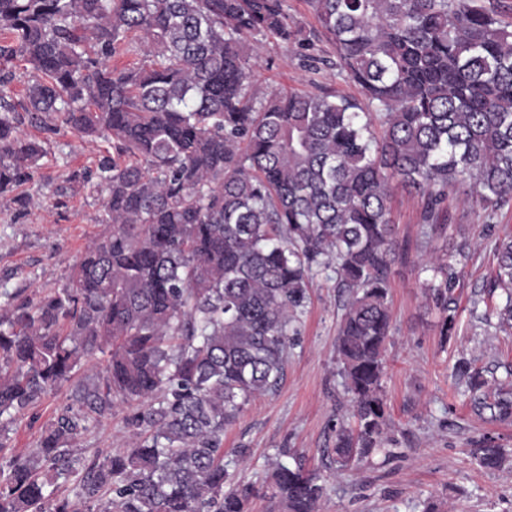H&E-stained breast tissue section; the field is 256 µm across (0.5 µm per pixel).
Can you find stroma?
<instances>
[{
    "mask_svg": "<svg viewBox=\"0 0 512 512\" xmlns=\"http://www.w3.org/2000/svg\"><path fill=\"white\" fill-rule=\"evenodd\" d=\"M251 56L256 65L250 81L258 95L322 88L341 96L359 94L358 87L338 78L331 48L323 49L317 70L309 72L299 67L292 49L272 37L252 43ZM104 148L101 141L60 132L34 181L0 194V289L31 295L68 286L76 258L93 238L110 233L102 221L104 193L85 178ZM26 195L32 205L21 204ZM422 206L417 193L394 188V218L404 248L392 264L393 327L383 381L393 457L378 455L370 465L345 471L333 462L332 423L348 409L336 362L344 299L334 281L317 277L277 391L254 399L224 431V461L231 477L255 488L252 512H267L268 462L282 448L291 449L324 479L320 512H420L428 498L441 512H512V469L485 470L471 453L472 440L487 431L512 448V424L481 420L464 404L452 377L461 355L480 366L512 361V331L486 324L471 312L473 299L494 273L496 240L512 236V209L487 215L452 188L441 223L431 226L420 221ZM462 243L468 247L464 258L456 252ZM436 257L460 272L458 326L446 343L439 336L438 312L424 294L432 278L424 265ZM72 390L65 385L10 425L9 448H34ZM131 413L127 406L113 408L109 418L76 438L75 447L89 456L129 447Z\"/></svg>",
    "mask_w": 512,
    "mask_h": 512,
    "instance_id": "1",
    "label": "stroma"
}]
</instances>
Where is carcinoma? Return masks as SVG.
Returning <instances> with one entry per match:
<instances>
[{
  "label": "carcinoma",
  "mask_w": 512,
  "mask_h": 512,
  "mask_svg": "<svg viewBox=\"0 0 512 512\" xmlns=\"http://www.w3.org/2000/svg\"><path fill=\"white\" fill-rule=\"evenodd\" d=\"M309 38L287 0H0V62L38 79L7 95L0 73V193L34 179L60 129L107 143L95 176L102 223L71 284L0 307V512H250L233 485L224 429L280 385L309 285L334 269L345 293L338 373L350 415L336 421L339 470L383 450L390 270L399 248L391 185L422 193L436 224L448 186L489 214L512 206V22L494 0H306ZM273 36L309 68L317 43L361 99L252 89L247 48ZM144 59L110 60L133 41ZM28 123L46 134L22 136ZM484 319L512 328V237L495 244ZM440 336L455 335L459 281L431 263ZM105 358L35 449L8 454L4 432L81 366ZM454 376L473 411L512 421V365L487 377L460 355ZM117 404H134L131 447L89 458L72 441ZM476 458L512 467L485 435ZM279 449L268 512H320L316 471ZM76 477L71 495L45 472Z\"/></svg>",
  "instance_id": "cac0c4a2"
}]
</instances>
